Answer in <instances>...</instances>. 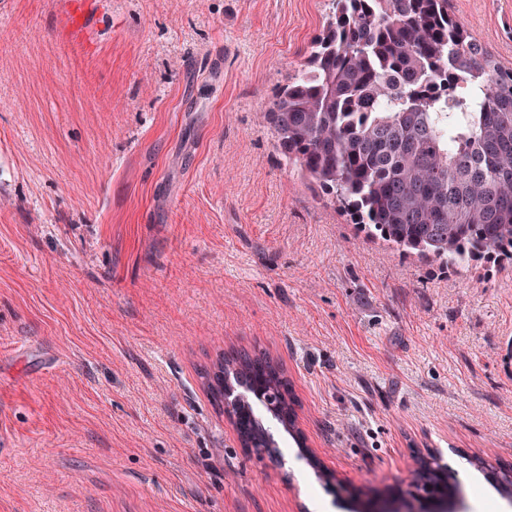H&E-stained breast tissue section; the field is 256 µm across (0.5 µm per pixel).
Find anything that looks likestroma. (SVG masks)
Instances as JSON below:
<instances>
[{"instance_id":"1","label":"stroma","mask_w":512,"mask_h":512,"mask_svg":"<svg viewBox=\"0 0 512 512\" xmlns=\"http://www.w3.org/2000/svg\"><path fill=\"white\" fill-rule=\"evenodd\" d=\"M0 0V512H368L439 453L512 512V264L389 249L263 114L330 0ZM512 67V0H450ZM282 363L328 493L271 415L241 447L199 370Z\"/></svg>"}]
</instances>
